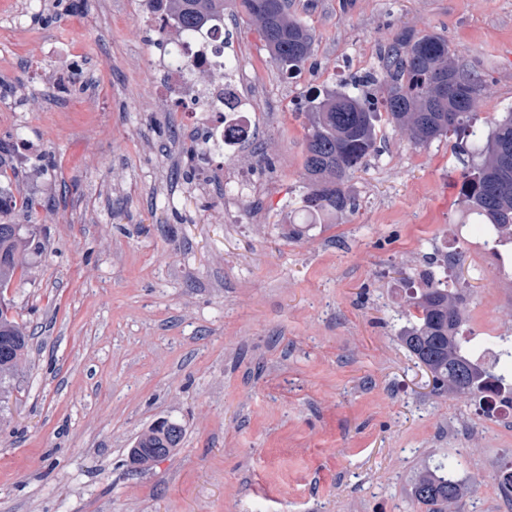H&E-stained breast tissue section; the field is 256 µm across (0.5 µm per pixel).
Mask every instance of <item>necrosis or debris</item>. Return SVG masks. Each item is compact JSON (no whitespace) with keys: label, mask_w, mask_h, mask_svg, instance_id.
<instances>
[{"label":"necrosis or debris","mask_w":512,"mask_h":512,"mask_svg":"<svg viewBox=\"0 0 512 512\" xmlns=\"http://www.w3.org/2000/svg\"><path fill=\"white\" fill-rule=\"evenodd\" d=\"M138 8L142 19L160 22L166 29L155 81L169 111L181 113L184 125L199 136L204 169L222 166L225 148L237 145L235 139L225 138V131L253 123L256 105L248 85L255 80L254 71L225 66L221 30L207 27L185 36L157 0H138Z\"/></svg>","instance_id":"4bbe7bcc"}]
</instances>
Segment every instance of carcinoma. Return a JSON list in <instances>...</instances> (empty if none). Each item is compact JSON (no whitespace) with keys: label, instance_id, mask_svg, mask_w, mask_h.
<instances>
[{"label":"carcinoma","instance_id":"1","mask_svg":"<svg viewBox=\"0 0 512 512\" xmlns=\"http://www.w3.org/2000/svg\"><path fill=\"white\" fill-rule=\"evenodd\" d=\"M165 7L179 18L183 34L224 23L228 9L245 16L283 74L300 72L313 52V37L289 14L288 0H165ZM382 80L386 121L410 144L457 136L463 165L460 203L467 223L485 242L496 240L512 226V111L493 118L486 134L476 127L486 85L465 70L436 34H395L382 57ZM307 119L301 211L318 218L352 213L357 201L346 184L378 152L381 113L350 92L333 91L311 106ZM17 207L35 215L38 202L19 200L11 189L1 188L0 214ZM39 248L34 233L0 219V396L30 342V334L11 313L6 292L27 274L29 255ZM429 260L435 270L425 287L408 296L398 339L430 371L436 390L464 397L490 417L491 393L512 398V354L497 355L491 369L481 363L483 356L495 353V343L463 335L465 304L448 276V264L437 252ZM182 439L179 423L161 420L137 437L130 463L145 470L173 454ZM471 489L472 484L456 477L455 463L425 465L415 475L411 499L425 512H458Z\"/></svg>","mask_w":512,"mask_h":512}]
</instances>
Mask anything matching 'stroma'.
<instances>
[{
	"label": "stroma",
	"instance_id": "stroma-1",
	"mask_svg": "<svg viewBox=\"0 0 512 512\" xmlns=\"http://www.w3.org/2000/svg\"><path fill=\"white\" fill-rule=\"evenodd\" d=\"M135 2L40 0L27 44L0 0V166L39 202L37 222L11 217L43 244L7 292L34 340L0 401V512H416L415 473L448 459L476 486L461 512H512L496 482L512 421L434 392L397 337L406 280L436 248L464 283L466 331L512 336V288L462 224L455 138L416 147L383 125L348 182L356 211H299L312 93L362 78L380 103L397 32L444 37L485 81L479 127L512 110V0H292L314 46L291 78L225 16L258 112L206 190L184 176L196 136L156 90L158 35ZM67 48L91 79L60 94ZM237 169L256 188L231 202ZM161 418L183 425L179 450L132 469Z\"/></svg>",
	"mask_w": 512,
	"mask_h": 512
}]
</instances>
